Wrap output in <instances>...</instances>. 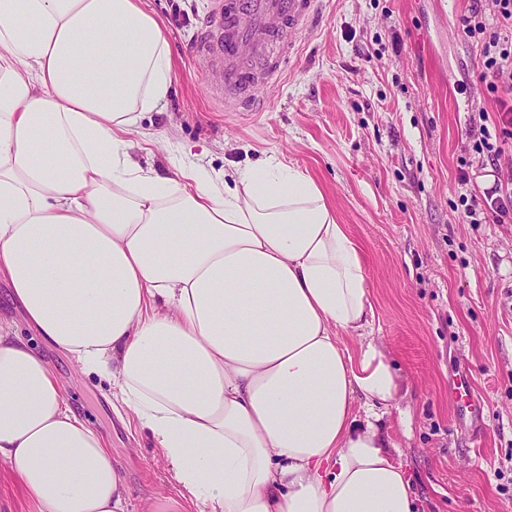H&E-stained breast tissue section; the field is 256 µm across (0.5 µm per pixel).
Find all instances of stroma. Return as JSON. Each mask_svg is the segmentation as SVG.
I'll return each mask as SVG.
<instances>
[{"instance_id": "stroma-1", "label": "stroma", "mask_w": 512, "mask_h": 512, "mask_svg": "<svg viewBox=\"0 0 512 512\" xmlns=\"http://www.w3.org/2000/svg\"><path fill=\"white\" fill-rule=\"evenodd\" d=\"M164 25L172 91L134 150L167 174L185 162L232 171L273 157L308 172L362 248L374 320L411 386L381 421L410 474L417 512H512V222L463 220V197L493 182L465 132L493 109L480 49L458 20L467 0H321L306 38L256 112L225 110L194 57L209 0H147ZM78 416L105 437L129 488L130 512L176 494L149 431L112 407V386L42 346ZM467 371L481 417L448 388Z\"/></svg>"}]
</instances>
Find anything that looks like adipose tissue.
I'll return each instance as SVG.
<instances>
[{
	"instance_id": "ef3b65f1",
	"label": "adipose tissue",
	"mask_w": 512,
	"mask_h": 512,
	"mask_svg": "<svg viewBox=\"0 0 512 512\" xmlns=\"http://www.w3.org/2000/svg\"><path fill=\"white\" fill-rule=\"evenodd\" d=\"M173 85L143 0H0V272L43 342L149 430L178 497L147 512H414L380 420L406 380L364 330L359 244L318 183L131 150ZM358 342L349 350L345 338ZM0 467L36 512H128L103 437L0 322Z\"/></svg>"
}]
</instances>
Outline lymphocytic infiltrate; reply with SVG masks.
<instances>
[{"instance_id":"lymphocytic-infiltrate-1","label":"lymphocytic infiltrate","mask_w":512,"mask_h":512,"mask_svg":"<svg viewBox=\"0 0 512 512\" xmlns=\"http://www.w3.org/2000/svg\"><path fill=\"white\" fill-rule=\"evenodd\" d=\"M511 23L512 0H469L468 12L459 20L464 36L480 48L479 80L489 94L497 95L499 106L495 127L487 126L488 115L482 110L478 128L467 131L474 140L473 151L492 166L494 177L490 187L471 196L464 210L471 224L512 218V166L500 162L504 144L512 139V103L498 95L500 84L512 78V39L501 34Z\"/></svg>"}]
</instances>
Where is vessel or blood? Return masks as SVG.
Returning a JSON list of instances; mask_svg holds the SVG:
<instances>
[{"label": "vessel or blood", "instance_id": "b4317fda", "mask_svg": "<svg viewBox=\"0 0 512 512\" xmlns=\"http://www.w3.org/2000/svg\"><path fill=\"white\" fill-rule=\"evenodd\" d=\"M319 0H211L195 55L223 93L225 109L248 112L259 91L280 79Z\"/></svg>", "mask_w": 512, "mask_h": 512}]
</instances>
